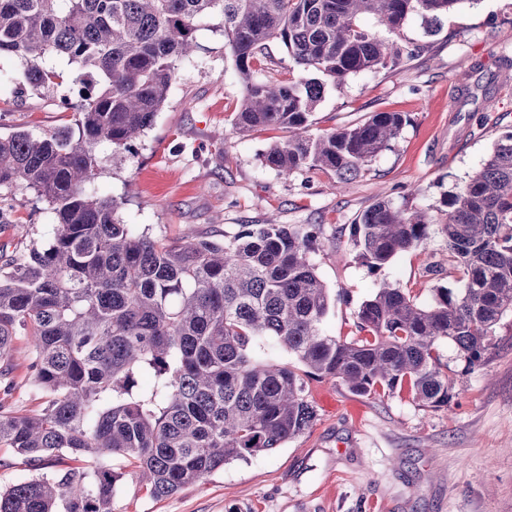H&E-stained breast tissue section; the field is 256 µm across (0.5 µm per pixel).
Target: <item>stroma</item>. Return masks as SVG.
Listing matches in <instances>:
<instances>
[{"mask_svg": "<svg viewBox=\"0 0 512 512\" xmlns=\"http://www.w3.org/2000/svg\"><path fill=\"white\" fill-rule=\"evenodd\" d=\"M405 40L424 45L412 61L350 76L326 86L314 113L318 128H337L372 112H403L402 134L361 178L342 186L331 174L283 176L262 166L272 131L232 134L242 85L222 31L198 34L200 49L179 63L163 109L125 158H109L98 181L117 200L122 221L157 239L185 233L220 240L242 224H320L323 243L311 259L337 300L324 323L348 336L352 313L381 283L431 297L420 276L427 256L447 262L438 240L397 254L378 273L337 257L336 231L375 200L422 209L479 168L498 137L512 130V0H466L428 35L419 16ZM492 83L489 99L462 105L464 87ZM13 85L0 98V135L73 123L75 110L25 90L22 69L0 58V78ZM51 216L29 190H0V243L46 245ZM481 367L460 373L455 396L439 409L411 396H357L332 379L310 383L318 418L304 435L249 461L225 465L177 495L154 499L125 477L117 512H512V316L501 322Z\"/></svg>", "mask_w": 512, "mask_h": 512, "instance_id": "35a3bbf8", "label": "stroma"}]
</instances>
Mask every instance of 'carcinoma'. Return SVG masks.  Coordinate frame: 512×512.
<instances>
[{
	"mask_svg": "<svg viewBox=\"0 0 512 512\" xmlns=\"http://www.w3.org/2000/svg\"><path fill=\"white\" fill-rule=\"evenodd\" d=\"M463 0H0V56L17 60L35 94L56 97L64 60L72 83L93 78L73 103V126L0 137V189L23 187L47 204L48 245L0 265V448L36 475L0 489V512H115L120 456L153 498H167L224 465L269 453L317 420L313 379L360 396L406 389L418 406L454 396L458 370L486 363L492 336L512 314V131L462 186L427 210L369 205L350 225L370 271L437 238L457 273L422 303L382 285L353 312V336L324 329L330 289L310 255L320 224H242L224 241L170 243L125 224L96 193L99 149L120 156L153 126L176 62L200 49L197 32L218 20L242 83L233 134L276 130L265 167L289 176L326 171L348 182L390 147L408 122L373 112L312 132L327 78L391 69L425 49L403 41L417 14L437 34ZM370 15L391 35L362 27ZM322 78L280 80L257 68L271 43ZM29 339L26 377L45 401L11 409L14 343ZM446 341L454 357L443 359ZM284 348L278 361L263 348Z\"/></svg>",
	"mask_w": 512,
	"mask_h": 512,
	"instance_id": "carcinoma-1",
	"label": "carcinoma"
}]
</instances>
